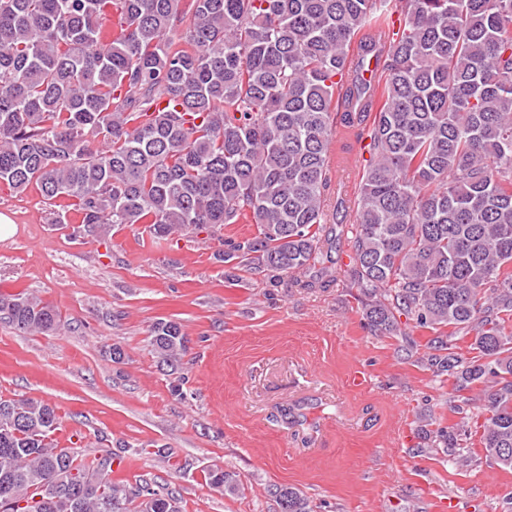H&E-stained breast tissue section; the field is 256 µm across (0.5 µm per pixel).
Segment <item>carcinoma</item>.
Here are the masks:
<instances>
[{"mask_svg":"<svg viewBox=\"0 0 512 512\" xmlns=\"http://www.w3.org/2000/svg\"><path fill=\"white\" fill-rule=\"evenodd\" d=\"M336 125L370 139L351 224L327 205ZM0 183L67 201L86 236L251 217L258 234L223 253L250 271L326 275L324 246L348 237L370 329L430 330L418 362L512 468V0H0ZM0 322L60 327L25 293H0ZM150 345L182 369L179 322L155 321ZM57 424L41 399L0 397V512H181L112 480L109 450L56 447ZM468 428L433 444L459 457ZM208 480L238 488L217 466Z\"/></svg>","mask_w":512,"mask_h":512,"instance_id":"1","label":"carcinoma"}]
</instances>
